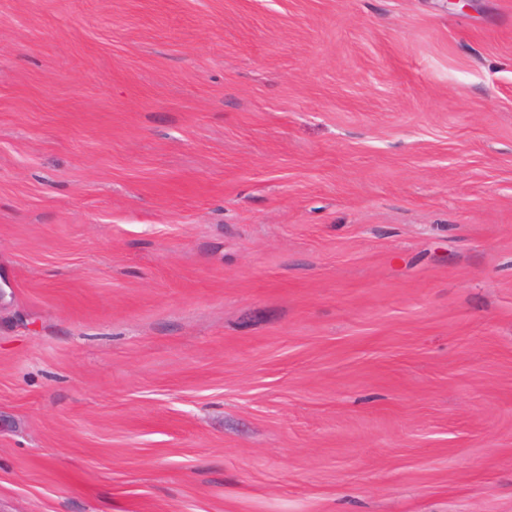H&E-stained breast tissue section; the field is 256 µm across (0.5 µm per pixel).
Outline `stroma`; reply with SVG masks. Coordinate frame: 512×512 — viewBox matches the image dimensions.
Here are the masks:
<instances>
[{
    "label": "stroma",
    "instance_id": "stroma-1",
    "mask_svg": "<svg viewBox=\"0 0 512 512\" xmlns=\"http://www.w3.org/2000/svg\"><path fill=\"white\" fill-rule=\"evenodd\" d=\"M0 512H512V0H0Z\"/></svg>",
    "mask_w": 512,
    "mask_h": 512
}]
</instances>
